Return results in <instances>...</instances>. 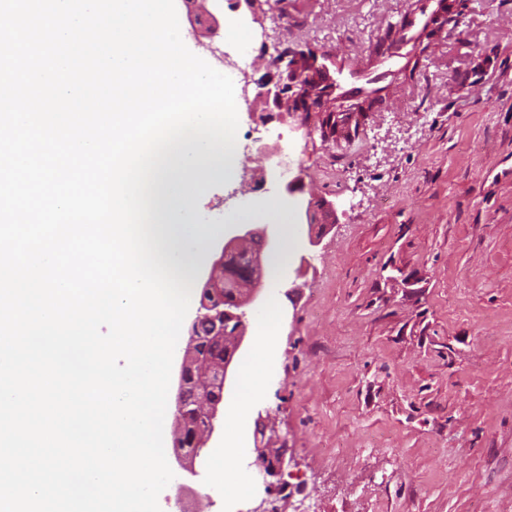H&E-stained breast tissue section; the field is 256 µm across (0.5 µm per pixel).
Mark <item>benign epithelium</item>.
Listing matches in <instances>:
<instances>
[{"label": "benign epithelium", "instance_id": "1", "mask_svg": "<svg viewBox=\"0 0 512 512\" xmlns=\"http://www.w3.org/2000/svg\"><path fill=\"white\" fill-rule=\"evenodd\" d=\"M230 8L242 12L243 18L254 23L276 18L280 0H228ZM217 6L213 0H187V12L193 32L198 37L214 38L218 34ZM276 53L269 55L268 75L255 81L252 98L248 101L251 111L264 113L262 121L269 120L268 112H327L330 104L323 85L310 64L312 50H298L293 54L278 50L279 44H263ZM282 194L293 199L300 217L306 223H317L318 206L313 199L304 197L300 176L283 182ZM268 245L266 229L251 224H240L224 243L219 256L213 259L208 278L202 284L198 317L212 323L210 336L203 338L189 329V337L175 373L173 443L177 446L189 442L198 449L192 455L175 453L179 469L196 474L195 463L201 458L199 449L206 447L212 438L219 418L228 384L229 374L236 355L244 341L246 327L241 308L253 303L257 289L262 287V256ZM246 251L252 255L253 269L245 280L234 284V298H224L225 261L232 252ZM226 348L225 356L212 358L205 354L204 343ZM270 415H258L255 421V461L265 484V493L272 497L282 492V484L275 481L285 465L287 448L277 444L274 436H266L272 429Z\"/></svg>", "mask_w": 512, "mask_h": 512}]
</instances>
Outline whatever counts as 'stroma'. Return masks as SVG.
<instances>
[{"label":"stroma","mask_w":512,"mask_h":512,"mask_svg":"<svg viewBox=\"0 0 512 512\" xmlns=\"http://www.w3.org/2000/svg\"><path fill=\"white\" fill-rule=\"evenodd\" d=\"M464 35L430 25L404 85L366 112L351 138L324 135L318 113L261 123L237 98L236 153L246 179L197 197L204 224L253 214L274 246L239 353L277 299L280 328L262 395L237 430L249 483L214 486L202 469L170 484L161 512H253L266 493L252 465L254 422L269 411L292 462V504L317 512H512V0H449ZM414 0H281L283 46L362 59ZM247 43L186 45L228 56L235 88L267 71L262 30L225 11ZM287 133L306 195L335 205L318 247L251 151Z\"/></svg>","instance_id":"1"}]
</instances>
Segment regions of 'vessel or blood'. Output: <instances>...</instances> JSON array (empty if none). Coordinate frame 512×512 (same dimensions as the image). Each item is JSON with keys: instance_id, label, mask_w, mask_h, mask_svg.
Returning a JSON list of instances; mask_svg holds the SVG:
<instances>
[{"instance_id": "obj_1", "label": "vessel or blood", "mask_w": 512, "mask_h": 512, "mask_svg": "<svg viewBox=\"0 0 512 512\" xmlns=\"http://www.w3.org/2000/svg\"><path fill=\"white\" fill-rule=\"evenodd\" d=\"M443 5L444 0H416L402 17L396 35L368 60L335 59L318 52V73L329 100L374 99L395 86L407 69L411 47Z\"/></svg>"}]
</instances>
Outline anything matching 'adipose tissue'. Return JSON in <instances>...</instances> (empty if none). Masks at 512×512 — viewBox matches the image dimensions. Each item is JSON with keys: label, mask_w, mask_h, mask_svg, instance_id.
Instances as JSON below:
<instances>
[{"label": "adipose tissue", "mask_w": 512, "mask_h": 512, "mask_svg": "<svg viewBox=\"0 0 512 512\" xmlns=\"http://www.w3.org/2000/svg\"><path fill=\"white\" fill-rule=\"evenodd\" d=\"M279 325L278 305L273 302L259 320L256 350L240 368L238 395L229 406V413L235 415L247 413L261 394L268 368L269 351L277 338Z\"/></svg>", "instance_id": "1"}]
</instances>
